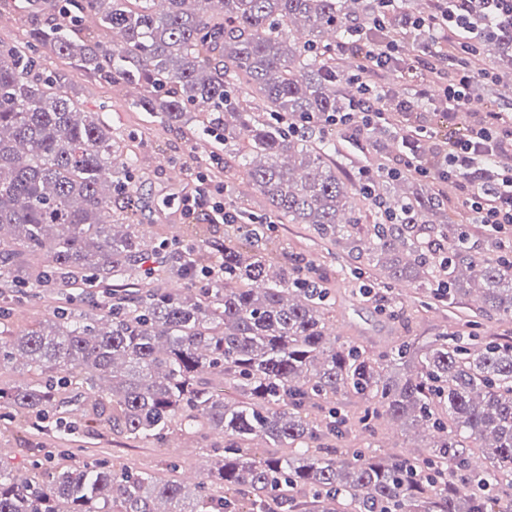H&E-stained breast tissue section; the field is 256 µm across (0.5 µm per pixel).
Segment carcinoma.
Segmentation results:
<instances>
[{
    "instance_id": "obj_1",
    "label": "carcinoma",
    "mask_w": 512,
    "mask_h": 512,
    "mask_svg": "<svg viewBox=\"0 0 512 512\" xmlns=\"http://www.w3.org/2000/svg\"><path fill=\"white\" fill-rule=\"evenodd\" d=\"M165 2L160 11L155 0H65L55 15L46 0H0V13L14 6L31 22L27 47L0 42V301L78 284L103 297L101 316L61 309L17 336L0 309V369L22 360L32 372L0 386V409L51 413L60 433L77 411L84 427L133 439L220 434L223 455L190 494L174 475L99 462L36 457L21 479L0 465V512H266L274 500L286 512H512V343L493 337L476 349L441 332L368 355L327 334L323 277L274 257L271 229L247 213L222 238L196 226L191 239L145 252L143 225L118 223L140 208L137 156L81 111L61 77H41L36 57L47 47L102 82L137 87L132 106L166 123L197 113L271 213L337 243L362 223L360 200H387L404 177L365 191L340 176L332 133L296 131L350 107L324 34L361 18L368 47L401 39L419 50L428 34L407 11L374 27L378 4L361 0ZM472 22L481 50L512 47L511 25ZM294 24L298 37L287 33ZM393 209L405 223L369 225L349 252L439 301L476 286L485 312L512 316V263L459 239L438 194L414 184ZM215 262L224 277L208 280L201 269ZM172 273L185 281L180 293L164 288ZM144 276L155 283L146 291ZM340 394L367 400L372 419L420 428L429 456L321 446L345 434L344 421L334 407L319 422L308 410ZM257 436L293 452L259 457ZM477 454L485 468L464 493L428 478L450 461L468 471Z\"/></svg>"
}]
</instances>
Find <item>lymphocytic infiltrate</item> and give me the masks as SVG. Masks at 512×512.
<instances>
[{
	"label": "lymphocytic infiltrate",
	"mask_w": 512,
	"mask_h": 512,
	"mask_svg": "<svg viewBox=\"0 0 512 512\" xmlns=\"http://www.w3.org/2000/svg\"><path fill=\"white\" fill-rule=\"evenodd\" d=\"M477 13L490 25L504 19L512 21V0H430L428 11L414 19V28L427 31L431 41L453 42L455 52L450 55L437 50L422 60L423 68L445 75L446 80L434 99L426 88H417L413 96L399 101L402 111L415 112L424 107L455 117L471 102L479 81L490 79L475 39L467 35ZM405 59L404 46L397 40L368 51L364 70L348 76L357 87L349 111L328 115L327 125L382 134L394 131L406 150L388 166L387 175L406 171L443 182L455 180L468 222L481 225L495 236L501 249L512 250V120L493 110L479 112L461 137L444 145L439 167L424 166L417 158L421 129L393 127L382 107L389 91L380 80ZM223 165V160L216 157L210 167L192 172L193 191L181 201L183 213L204 209L211 223H237V214L224 203L223 183L211 176L212 169Z\"/></svg>",
	"instance_id": "lymphocytic-infiltrate-1"
}]
</instances>
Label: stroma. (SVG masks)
<instances>
[{
  "instance_id": "stroma-1",
  "label": "stroma",
  "mask_w": 512,
  "mask_h": 512,
  "mask_svg": "<svg viewBox=\"0 0 512 512\" xmlns=\"http://www.w3.org/2000/svg\"><path fill=\"white\" fill-rule=\"evenodd\" d=\"M41 60L46 71L60 75L82 110L102 113L112 133L135 146L139 157L136 183L144 205L140 221L148 225L150 233L181 241L192 223L181 215L172 200L190 191L192 182L186 176L190 167L208 162L210 155L222 152V144L203 132L196 122L172 125L133 108L130 93H119L112 85L94 81L68 60L46 51L42 52ZM335 139L336 165L346 179H358L362 168L391 164L394 157L386 142L370 140L351 129L337 131ZM272 238L276 255L326 275L327 286L336 298L333 322L346 340L370 355L389 351L406 338L424 341L442 331L464 336L493 334L512 342V317H486L468 301L438 302L428 290L411 282L385 287L383 271L320 239L310 225L278 221L272 227ZM343 268L348 271L344 277L339 274ZM362 285L371 288V296L358 295L357 289ZM95 300V295L79 288L71 289L66 297L48 292L36 302L15 300L9 316L13 329L23 332L46 323L57 307L69 304L84 308ZM335 406L348 425V434L341 443L343 451L367 452L383 444L390 456L423 452L426 441L414 429L385 418L363 423L366 404L361 398L340 395ZM180 439V447L175 448L166 441L133 440L107 427L93 434L81 428L50 433L4 416L0 418V444H8L11 451L0 456V463L18 476H25L32 453L37 450L42 456L68 465L105 459L117 469L159 473L166 472V462L172 459L185 473L207 462L216 463L214 451L224 445L223 437L216 434L204 442L187 433L181 434Z\"/></svg>"
}]
</instances>
